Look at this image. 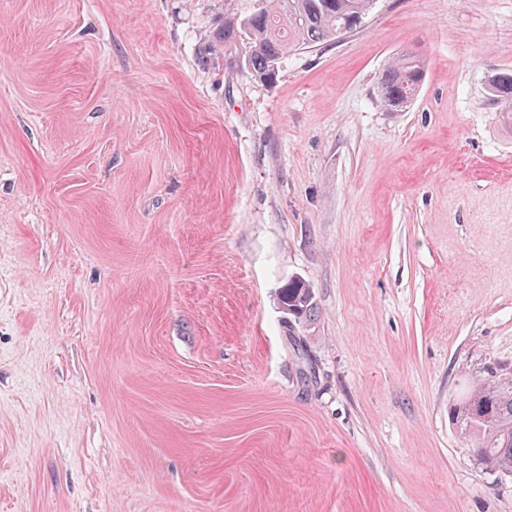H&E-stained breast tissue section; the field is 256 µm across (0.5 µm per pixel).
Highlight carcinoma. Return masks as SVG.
<instances>
[{
  "label": "carcinoma",
  "mask_w": 512,
  "mask_h": 512,
  "mask_svg": "<svg viewBox=\"0 0 512 512\" xmlns=\"http://www.w3.org/2000/svg\"><path fill=\"white\" fill-rule=\"evenodd\" d=\"M373 0H265V7L239 20L226 17L201 47L211 56L247 38L244 65L258 78L272 80L288 52L333 42L341 29L363 20ZM423 60L413 54L396 57L378 81L382 105L405 111L424 79ZM489 93L512 125V71L502 70L489 81ZM283 307L295 321L311 320L314 295L304 282L293 280L282 295ZM451 418L470 441L473 461L496 475H512V374L493 368L474 380L450 407Z\"/></svg>",
  "instance_id": "obj_1"
}]
</instances>
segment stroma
<instances>
[{
    "instance_id": "obj_1",
    "label": "stroma",
    "mask_w": 512,
    "mask_h": 512,
    "mask_svg": "<svg viewBox=\"0 0 512 512\" xmlns=\"http://www.w3.org/2000/svg\"><path fill=\"white\" fill-rule=\"evenodd\" d=\"M258 8L0 0V512H512L449 416L512 371V0L200 55ZM424 74L423 60L418 56L407 53L396 57L378 81L382 105L390 112L405 111L414 100ZM489 93L500 107L501 116L507 125H512V71L497 72L489 81ZM282 304L288 315L299 324L311 320L316 306L311 288L301 280L288 283V288L282 295Z\"/></svg>"
}]
</instances>
